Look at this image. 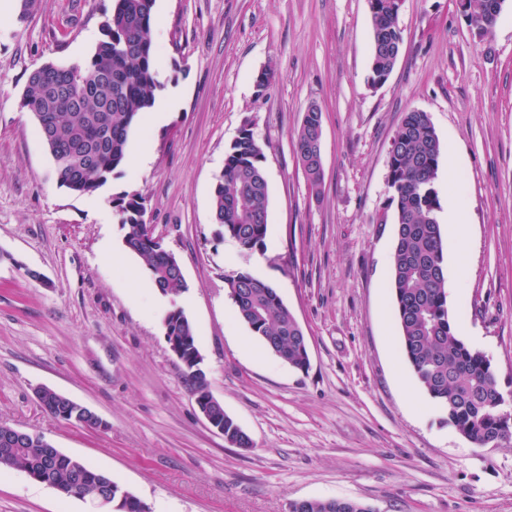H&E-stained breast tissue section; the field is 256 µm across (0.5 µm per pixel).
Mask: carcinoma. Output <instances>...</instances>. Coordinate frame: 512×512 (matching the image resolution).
<instances>
[{
  "instance_id": "carcinoma-1",
  "label": "carcinoma",
  "mask_w": 512,
  "mask_h": 512,
  "mask_svg": "<svg viewBox=\"0 0 512 512\" xmlns=\"http://www.w3.org/2000/svg\"><path fill=\"white\" fill-rule=\"evenodd\" d=\"M371 13V82L384 84L396 59L392 47L404 42L396 0H368ZM156 0H115L102 25L100 40L84 64L48 63L31 73L21 107L49 132L45 145L54 159L60 186L75 194L97 190L126 158L133 124L152 107L157 79L151 39ZM505 0H469L463 12L472 32L488 35ZM322 112L310 105L296 132V151L309 188L318 194L323 181L316 151ZM389 206L394 208L395 245L391 288L404 355L416 379L446 415V422L479 447L512 440V414L486 355L468 347L454 333L448 308L444 242L437 188L443 144L428 113L410 110L392 138ZM264 145L243 126L224 157V170L213 189L214 223L245 249L263 244L267 233L268 184ZM140 196L115 202L125 230L123 243L138 257L156 288L177 295L186 288L181 267L162 240L150 235ZM239 320L266 348L290 367L305 371L310 358L300 323L276 289L246 271L224 277ZM165 336L197 348L194 325L179 308L164 318ZM195 395H211L205 372H183ZM10 427L0 423V469L21 468L34 480L66 497L92 499L107 473L30 439L7 444ZM116 512H144L132 493L111 483ZM304 512H374L346 499L311 500Z\"/></svg>"
}]
</instances>
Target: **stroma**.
Segmentation results:
<instances>
[{"instance_id":"stroma-1","label":"stroma","mask_w":512,"mask_h":512,"mask_svg":"<svg viewBox=\"0 0 512 512\" xmlns=\"http://www.w3.org/2000/svg\"><path fill=\"white\" fill-rule=\"evenodd\" d=\"M0 16V423L110 475L149 512H288L296 499H353L375 512H512V443L479 447L448 425L407 362L390 283L395 226L387 155L405 112H428L454 168L441 202L468 238L445 249L448 306L491 362L512 413V0L475 36L454 0H404V43L372 86L368 0H156L151 38L166 120H138L125 161L94 193L57 183L21 98L45 63L82 64L113 0H13ZM265 69L277 78L257 94ZM322 111L324 179L313 193L295 134ZM265 146L268 228L248 250L212 220L224 155L243 125ZM136 194L180 262L162 294L123 245L113 199ZM272 284L302 326L310 366L283 363L235 315L226 275ZM192 321L213 396L251 437L205 424L163 317ZM47 386L107 424L53 418ZM0 512H99L22 469L0 471Z\"/></svg>"}]
</instances>
